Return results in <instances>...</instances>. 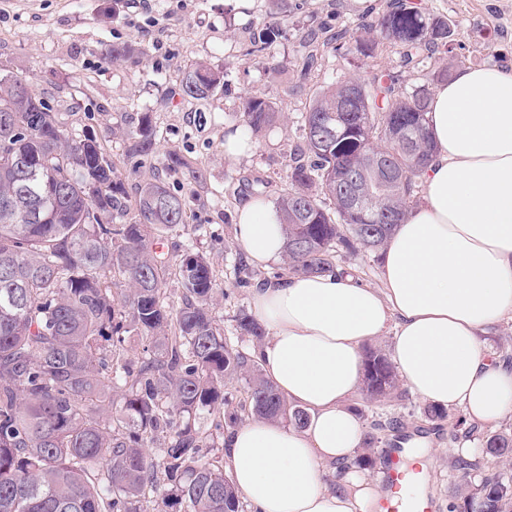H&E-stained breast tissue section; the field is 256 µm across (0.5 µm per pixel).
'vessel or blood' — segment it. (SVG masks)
Instances as JSON below:
<instances>
[{
    "instance_id": "b4317fda",
    "label": "vessel or blood",
    "mask_w": 512,
    "mask_h": 512,
    "mask_svg": "<svg viewBox=\"0 0 512 512\" xmlns=\"http://www.w3.org/2000/svg\"><path fill=\"white\" fill-rule=\"evenodd\" d=\"M383 481L388 495L378 501L376 512H435L422 467L406 468L400 450L387 455Z\"/></svg>"
}]
</instances>
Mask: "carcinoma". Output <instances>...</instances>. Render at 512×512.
<instances>
[{"instance_id": "cac0c4a2", "label": "carcinoma", "mask_w": 512, "mask_h": 512, "mask_svg": "<svg viewBox=\"0 0 512 512\" xmlns=\"http://www.w3.org/2000/svg\"><path fill=\"white\" fill-rule=\"evenodd\" d=\"M449 33L447 20L388 0L374 26L308 32L299 43L302 70L350 43L370 58L393 45L402 66L416 70L448 47ZM280 35L267 23L254 27L247 54H266ZM141 54L126 44L112 47L111 59ZM224 77L198 60L181 94L207 99ZM31 96L21 77L0 68V512H243L224 466L206 459L215 439L198 419L226 404V382L241 376L251 416L303 428L308 415L215 324L217 283L206 256L186 250L172 259L150 242L183 223L186 199L163 172L188 163L169 157L139 184L131 206L96 132H68L56 109ZM430 102L428 84L409 93L387 69L314 91L288 186L275 201L289 272L331 273L342 248H383L431 157ZM239 112L253 136L281 115L265 95L244 97ZM122 136L131 154H152L150 113ZM171 274L182 290L176 305L167 296ZM237 322L242 333L264 336L253 318ZM132 335L147 341L137 362L125 357ZM364 359L366 399L394 393L399 379L388 357L367 347ZM476 433L504 469L455 457L461 476L448 491L450 512H512V431L463 429L466 438Z\"/></svg>"}]
</instances>
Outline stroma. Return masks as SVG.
Returning a JSON list of instances; mask_svg holds the SVG:
<instances>
[{
	"label": "stroma",
	"mask_w": 512,
	"mask_h": 512,
	"mask_svg": "<svg viewBox=\"0 0 512 512\" xmlns=\"http://www.w3.org/2000/svg\"><path fill=\"white\" fill-rule=\"evenodd\" d=\"M132 0H0V67L19 73L33 92L50 105L69 107V129L93 128L111 157L128 198L139 182L177 154L202 173L189 179L186 170L170 172L167 182L185 196L187 218L163 242V252L177 255L192 249L203 253L223 293L211 307L226 340L243 353L255 338L241 335L237 318L250 313L258 282L285 273L284 263L262 270L247 258L235 238L239 206L251 194L243 180L266 183L268 201L286 187L291 148L302 138L300 114L320 86L345 78H367L372 67L400 73L404 89L422 83L425 74L466 66L512 67V0H410L422 12L447 18L450 50L429 58L424 69L405 70L395 49L383 47L377 58L361 55L355 46L328 52L320 67L300 75L298 44L308 30L355 26L375 18L381 0L362 9L358 0H298L290 15L276 11L271 0H149L135 9ZM278 25L284 35L261 57L247 55L244 44L251 24ZM134 44L144 50L138 62L112 63L111 47ZM205 60L226 71L222 88L206 100L182 97L179 82L192 63ZM263 93L280 99L279 122L255 139L245 157H224V135L242 129L235 110L243 96ZM148 112L158 127L157 149L132 157L115 128L131 126ZM364 430H377L386 445L358 455H371L365 471L379 478L384 448H400L414 437L427 438L433 454L425 459L435 512H448V488L456 481L452 461L461 453H479V440L455 439L463 412L446 409L443 418L428 420L426 404L417 395L367 401L356 397Z\"/></svg>",
	"instance_id": "35a3bbf8"
}]
</instances>
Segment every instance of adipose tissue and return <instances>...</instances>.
Returning a JSON list of instances; mask_svg holds the SVG:
<instances>
[{"mask_svg": "<svg viewBox=\"0 0 512 512\" xmlns=\"http://www.w3.org/2000/svg\"><path fill=\"white\" fill-rule=\"evenodd\" d=\"M428 121L423 201L384 247L379 285L339 271L252 291L267 331L255 356L309 423L249 419L225 435L224 470L251 512H373L379 487L349 468L364 431L348 402L363 345L385 333L411 392L478 426L512 421V366L483 340L512 321V69H459L435 88ZM235 233L254 266L281 259L285 231L267 201L244 203Z\"/></svg>", "mask_w": 512, "mask_h": 512, "instance_id": "ef3b65f1", "label": "adipose tissue"}]
</instances>
